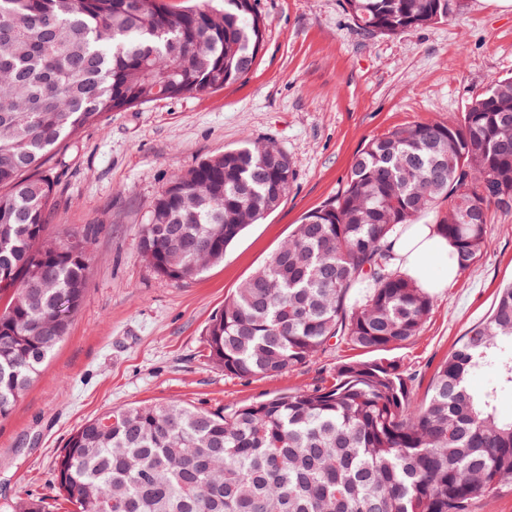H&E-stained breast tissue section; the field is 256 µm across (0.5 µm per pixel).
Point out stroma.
<instances>
[{
  "instance_id": "stroma-1",
  "label": "stroma",
  "mask_w": 512,
  "mask_h": 512,
  "mask_svg": "<svg viewBox=\"0 0 512 512\" xmlns=\"http://www.w3.org/2000/svg\"><path fill=\"white\" fill-rule=\"evenodd\" d=\"M257 8L264 42L246 78L208 96L110 113L48 158L59 193L47 236L90 234L88 276L67 336L0 417V512L29 497L70 512L54 461L74 430L103 413L145 403L221 411L313 387L338 362L365 359L343 344L282 375L240 379L210 360L207 328L303 215L341 192L369 139L456 120L492 80L512 76V6L495 0H463L448 22L395 37L365 35L344 0H257ZM247 138L287 152V196L223 262L186 281L158 275L138 249L154 199L173 175ZM511 282L512 210L495 209L480 258L435 295L420 335L391 352L412 378L414 402Z\"/></svg>"
}]
</instances>
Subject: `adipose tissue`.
I'll list each match as a JSON object with an SVG mask.
<instances>
[{
  "label": "adipose tissue",
  "mask_w": 512,
  "mask_h": 512,
  "mask_svg": "<svg viewBox=\"0 0 512 512\" xmlns=\"http://www.w3.org/2000/svg\"><path fill=\"white\" fill-rule=\"evenodd\" d=\"M396 265L421 287L436 293L448 288L459 274L455 249L435 225L410 224L397 231L389 241ZM443 269L440 277L430 276L429 265Z\"/></svg>",
  "instance_id": "obj_1"
}]
</instances>
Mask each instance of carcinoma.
Segmentation results:
<instances>
[{
	"instance_id": "1",
	"label": "carcinoma",
	"mask_w": 512,
	"mask_h": 512,
	"mask_svg": "<svg viewBox=\"0 0 512 512\" xmlns=\"http://www.w3.org/2000/svg\"><path fill=\"white\" fill-rule=\"evenodd\" d=\"M363 33L448 21L460 0H344ZM256 0L170 11L165 0H0V417L67 335L83 299L88 238L46 243L58 195L42 167L110 112L210 95L245 78L263 45ZM288 154L250 139L172 177L138 247L161 276L192 279L293 181ZM447 203L437 227L459 271L486 247L490 208L512 209V77L450 123L368 141L335 199L224 301L209 357L237 378L312 362L330 342L384 353L419 335L433 297L387 240ZM491 380L479 392L470 379ZM396 362L336 365L327 384L210 412L143 404L87 420L56 457L75 512H468L512 489V286L437 368L417 404Z\"/></svg>"
}]
</instances>
